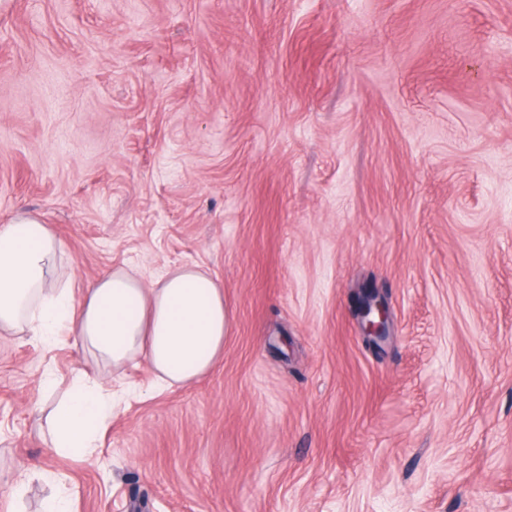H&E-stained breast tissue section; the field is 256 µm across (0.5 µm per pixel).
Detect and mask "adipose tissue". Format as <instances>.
Returning <instances> with one entry per match:
<instances>
[{"mask_svg":"<svg viewBox=\"0 0 512 512\" xmlns=\"http://www.w3.org/2000/svg\"><path fill=\"white\" fill-rule=\"evenodd\" d=\"M65 245L32 213L0 225V335L27 332L50 343L68 331L75 343L119 369L141 358L163 388L186 385L224 358V288L196 267L154 282L124 269L66 288ZM112 406L99 379L86 378L56 409L51 446L62 454L94 447Z\"/></svg>","mask_w":512,"mask_h":512,"instance_id":"adipose-tissue-1","label":"adipose tissue"}]
</instances>
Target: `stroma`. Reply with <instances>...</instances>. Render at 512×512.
Returning <instances> with one entry per match:
<instances>
[{
  "mask_svg": "<svg viewBox=\"0 0 512 512\" xmlns=\"http://www.w3.org/2000/svg\"><path fill=\"white\" fill-rule=\"evenodd\" d=\"M19 212L78 285L206 270L230 326L163 391L0 335V512H512V0H8ZM84 375L112 415L63 455ZM359 316L364 333L370 342L378 344L387 337L388 311L385 304L378 301L375 296L366 294L363 297ZM112 405L98 378H84L56 409L51 446L62 454H81L95 448Z\"/></svg>",
  "mask_w": 512,
  "mask_h": 512,
  "instance_id": "obj_1",
  "label": "stroma"
}]
</instances>
